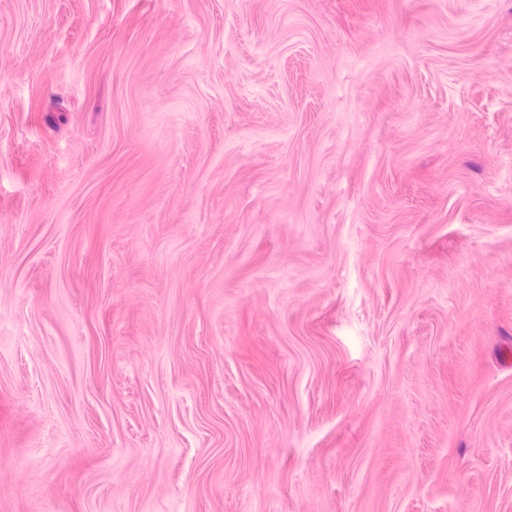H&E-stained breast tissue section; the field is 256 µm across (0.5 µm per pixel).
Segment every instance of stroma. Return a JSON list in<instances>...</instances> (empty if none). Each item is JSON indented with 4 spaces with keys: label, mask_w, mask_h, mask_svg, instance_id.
<instances>
[{
    "label": "stroma",
    "mask_w": 512,
    "mask_h": 512,
    "mask_svg": "<svg viewBox=\"0 0 512 512\" xmlns=\"http://www.w3.org/2000/svg\"><path fill=\"white\" fill-rule=\"evenodd\" d=\"M0 512H512V0H0Z\"/></svg>",
    "instance_id": "35a3bbf8"
}]
</instances>
